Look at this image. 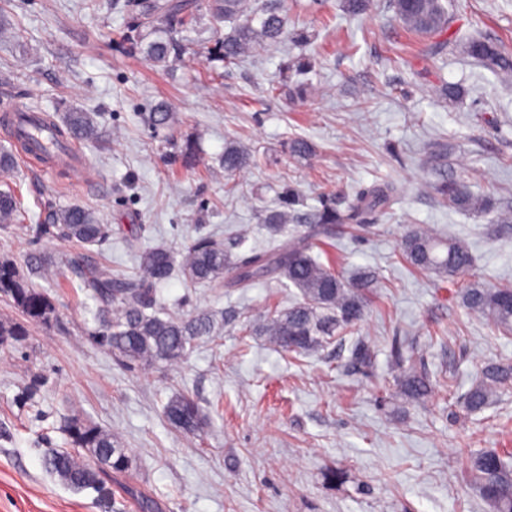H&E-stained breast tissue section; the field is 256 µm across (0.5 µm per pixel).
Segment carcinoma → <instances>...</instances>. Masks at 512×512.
Listing matches in <instances>:
<instances>
[{"label":"carcinoma","instance_id":"1","mask_svg":"<svg viewBox=\"0 0 512 512\" xmlns=\"http://www.w3.org/2000/svg\"><path fill=\"white\" fill-rule=\"evenodd\" d=\"M396 19L406 29L426 39L448 28V4L443 0H390ZM206 11L215 24L230 23L231 31L208 49L213 61L234 62L254 46L276 48L291 40L299 45L309 42L304 30H288V15L283 0H207L201 8L197 0H142L131 5V21L123 37L134 52L144 55L154 65L169 67L185 51L183 33L193 30ZM461 53L482 67L504 78H512V50L499 40L483 35L459 39ZM30 125H41L54 132L57 149L71 141L99 138L96 113L72 108L61 124L47 115L19 114L12 118V137L19 150L40 161L51 159L42 146L27 134ZM448 153L438 148L430 153V164L438 175L433 189L448 208L481 218L494 212L490 198L472 192L467 185L448 178L445 168ZM255 162L247 147L229 144L224 148V170L234 172ZM398 188L386 182L356 195L341 210L335 203H325L313 214V228L300 232L289 228L296 223L295 206L302 202L292 188L283 195V208L270 211L264 221L270 247L248 256L232 258L224 242L199 238L180 254L164 247L141 251L136 276L114 275L104 266L80 257L70 269L81 287L94 300L97 327L93 342L127 364L177 365L194 344L211 334L213 318L201 310L188 317L173 316L158 305V285L180 272L193 284H216L224 273L233 272V282L241 288L275 275L297 288L302 301L277 314H269L256 332L269 344L284 352L308 354L329 345L336 338L353 332L365 317L367 295L375 275L361 269L349 282L335 269L320 263L312 251L320 236L327 235L333 224L358 223L365 212L384 210L397 198ZM21 201L10 189L0 190V224H15L21 214ZM44 224L39 231L59 236L81 246H101L112 238V227L102 223L96 211L79 205L45 206ZM496 213V212H494ZM496 222L512 223V211L496 213ZM407 262L416 269L440 279L451 278L474 265V256L463 240L443 237L418 226L402 239ZM0 294L10 298L23 317L49 324L55 308L50 298L11 262L0 260ZM463 306L486 325L512 335V284H470L460 293ZM351 361L364 366L371 362L372 351L362 339L351 342ZM398 394L408 401H421L432 393L427 376L413 368H402L397 380ZM512 389V360L501 359L485 365L479 377L461 396L462 409L477 413L490 408L499 397ZM167 422L186 436L197 437L204 429L205 417L195 399L180 394L164 407ZM69 445L84 450L96 461L85 464L68 452H56L44 460L47 473L57 476L76 491L91 489L100 496L108 494L107 482L126 473L131 456L109 431L80 417H72L66 426ZM471 486L479 493L489 512H512V454L494 448L472 454L465 463Z\"/></svg>","mask_w":512,"mask_h":512}]
</instances>
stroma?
I'll return each instance as SVG.
<instances>
[{"mask_svg": "<svg viewBox=\"0 0 512 512\" xmlns=\"http://www.w3.org/2000/svg\"><path fill=\"white\" fill-rule=\"evenodd\" d=\"M126 0H0L12 27L0 33V106L55 115L98 113L102 143L72 144L75 162L48 170L17 154L9 186L27 209L24 225L0 226V259L11 260L56 308L52 325L32 324L0 346V512H488L462 463L484 448L512 449V392L474 415L459 396L480 368L512 359V337L492 333L458 302L474 281L512 284V224L443 207L429 154L448 148V171L472 191L512 209V80L465 58L459 35L476 32L512 47V0H451L444 51L406 30L388 0L345 14L341 0H287L289 29L311 36L304 50L255 51L236 64L207 61L223 30L201 19L173 70L154 66L122 41ZM304 54L306 75L280 69ZM461 86L462 99L435 93ZM166 105L170 124L153 129ZM312 144L311 157L290 144ZM197 141L198 161L180 148ZM259 158L232 174L224 146ZM390 181L402 193L390 210L367 213L366 230L341 224L313 255L341 276L376 271L359 335L369 365L333 347L294 361L242 316L288 308L299 297L271 279L242 291L159 287L168 311H210L212 336L177 366L126 367L94 344V302L66 267L73 243L41 234L45 205L80 204L112 227L100 246L112 271L133 275L140 246L180 252L212 235L238 254L266 245L261 219L295 188L302 219L325 201ZM467 241L473 268L445 282L412 271L401 240L413 226ZM253 234L236 243L238 226ZM437 384L425 403L397 396L394 349ZM193 395L207 425L190 438L163 415L168 400ZM83 417L111 431L134 458L110 501L48 474L47 452L68 445L65 425ZM340 473L327 478V469Z\"/></svg>", "mask_w": 512, "mask_h": 512, "instance_id": "obj_1", "label": "stroma"}]
</instances>
